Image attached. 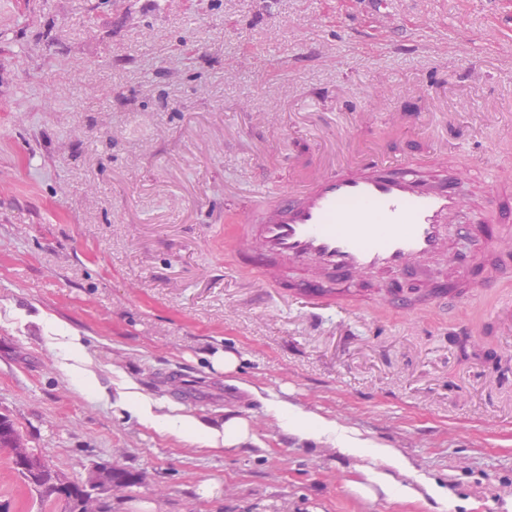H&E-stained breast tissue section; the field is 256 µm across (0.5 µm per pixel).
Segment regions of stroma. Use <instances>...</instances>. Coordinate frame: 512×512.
<instances>
[{
	"label": "stroma",
	"mask_w": 512,
	"mask_h": 512,
	"mask_svg": "<svg viewBox=\"0 0 512 512\" xmlns=\"http://www.w3.org/2000/svg\"><path fill=\"white\" fill-rule=\"evenodd\" d=\"M353 142L459 169L472 235L496 237L512 0H0V414L71 480L139 475L110 512H438L359 495L360 458L286 433L281 401L400 449L447 512H512V244L497 288L415 311L365 277L311 305L235 244L258 193ZM127 388L255 440L199 447ZM0 503L63 512L2 456Z\"/></svg>",
	"instance_id": "35a3bbf8"
}]
</instances>
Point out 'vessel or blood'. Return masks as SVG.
Listing matches in <instances>:
<instances>
[{
  "mask_svg": "<svg viewBox=\"0 0 512 512\" xmlns=\"http://www.w3.org/2000/svg\"><path fill=\"white\" fill-rule=\"evenodd\" d=\"M461 175L441 171L424 179L415 160L370 161L326 171L301 188H288L258 224L237 227L241 248L273 262L315 270L342 282L379 273L403 278L422 263L443 259L464 211Z\"/></svg>",
  "mask_w": 512,
  "mask_h": 512,
  "instance_id": "obj_1",
  "label": "vessel or blood"
}]
</instances>
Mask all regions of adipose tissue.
Here are the masks:
<instances>
[{
	"label": "adipose tissue",
	"instance_id": "1",
	"mask_svg": "<svg viewBox=\"0 0 512 512\" xmlns=\"http://www.w3.org/2000/svg\"><path fill=\"white\" fill-rule=\"evenodd\" d=\"M276 415L289 434L303 440H316L329 433L336 434V446L341 453L353 454L357 449L369 446L367 440L361 439L360 436L338 434L336 421L303 411L289 403H278ZM162 425L165 429L207 448H238L250 444L253 440L247 419L240 416L226 417L224 422L218 425L189 415H176L166 417ZM373 449L372 457L375 464L364 469L368 482L359 485L361 495L368 497L379 490L403 499H416L425 492L436 503L447 505V490L435 482H426L424 490L421 491L412 485L402 483V476L414 475L415 467L399 449L383 445L375 446Z\"/></svg>",
	"mask_w": 512,
	"mask_h": 512
}]
</instances>
